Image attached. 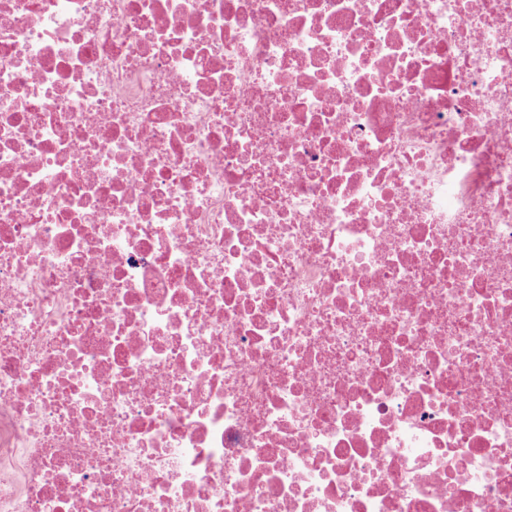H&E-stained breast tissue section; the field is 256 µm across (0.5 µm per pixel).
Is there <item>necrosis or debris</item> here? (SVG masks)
I'll return each instance as SVG.
<instances>
[{"mask_svg":"<svg viewBox=\"0 0 512 512\" xmlns=\"http://www.w3.org/2000/svg\"><path fill=\"white\" fill-rule=\"evenodd\" d=\"M0 512H512V0H0Z\"/></svg>","mask_w":512,"mask_h":512,"instance_id":"necrosis-or-debris-1","label":"necrosis or debris"}]
</instances>
